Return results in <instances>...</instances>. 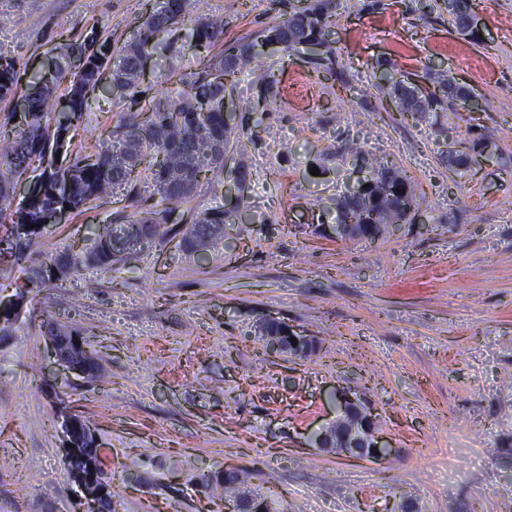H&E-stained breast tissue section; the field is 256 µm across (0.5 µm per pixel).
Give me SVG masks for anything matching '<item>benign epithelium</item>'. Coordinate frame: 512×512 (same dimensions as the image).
Returning <instances> with one entry per match:
<instances>
[{
	"mask_svg": "<svg viewBox=\"0 0 512 512\" xmlns=\"http://www.w3.org/2000/svg\"><path fill=\"white\" fill-rule=\"evenodd\" d=\"M239 198V184L235 177L224 178V210L230 220L237 222L240 221ZM283 334V338H266L270 353L282 352L283 340L293 338L296 339L295 349L300 356H307L316 349L314 339L297 334L286 324L283 325ZM47 340L56 364L83 378L91 373L90 365L80 356L85 346L78 336H67L64 329L57 327L48 334ZM60 418L65 462L76 459L82 461V465L66 469L68 481L78 488L79 512H108L112 502L111 484L106 476L99 473L96 464L103 456L94 431L77 413L65 410L61 412ZM317 444L326 451L360 460L377 459L385 453V448L379 445L377 417L360 398L344 391L337 398L336 418L318 433Z\"/></svg>",
	"mask_w": 512,
	"mask_h": 512,
	"instance_id": "1",
	"label": "benign epithelium"
}]
</instances>
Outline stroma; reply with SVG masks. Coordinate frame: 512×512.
I'll list each match as a JSON object with an SVG mask.
<instances>
[{
  "label": "stroma",
  "instance_id": "35a3bbf8",
  "mask_svg": "<svg viewBox=\"0 0 512 512\" xmlns=\"http://www.w3.org/2000/svg\"><path fill=\"white\" fill-rule=\"evenodd\" d=\"M331 44L347 86L319 78L305 49L263 48L226 96L249 173V228L194 256L159 239L115 263L45 289L0 333V512H75L57 412L94 429L113 473L115 512H224L206 478L232 464L281 512H512V0H477L479 39L443 0H332ZM221 15L224 40H255L289 0H191ZM142 0H0V53L16 60L19 94L67 45L91 35L120 45ZM144 64L145 99L190 71V41ZM455 79L478 109L403 120L379 81ZM90 98L73 144L97 152L127 111ZM485 150L462 170L449 151ZM385 158L417 186L413 220L385 238L336 241L335 201L356 179L345 143ZM117 190L63 215L34 246L83 247L87 228L158 198ZM316 337L305 357L266 353L260 323ZM78 331L102 376L58 367L46 327ZM361 393L390 452L376 461L320 450L334 394Z\"/></svg>",
  "mask_w": 512,
  "mask_h": 512
}]
</instances>
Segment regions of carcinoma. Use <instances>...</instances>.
Returning <instances> with one entry per match:
<instances>
[{"mask_svg": "<svg viewBox=\"0 0 512 512\" xmlns=\"http://www.w3.org/2000/svg\"><path fill=\"white\" fill-rule=\"evenodd\" d=\"M448 15L466 35L473 0H444ZM189 0H144L136 37L115 47L95 36L71 45L54 69L35 74L31 83L38 88L27 96V120L22 126L8 121L0 124V265H19L31 245L64 210L82 213L118 188L147 176L152 180L160 211L145 210L127 222L99 225L91 231V246L80 251L66 247L46 261L30 266L16 290L28 295L65 281L88 267L109 270L114 262L171 233L185 243L182 253L194 255L214 251L224 244L227 219L224 207L179 214L178 228H169L172 216L190 204L201 180H213L224 171V153L229 148L234 126L224 121L226 85L250 66L260 51L258 46L280 45L288 50L305 47L311 62L323 68L321 74L335 73V56L329 38L336 27L328 0H296L288 17L261 30V41L224 44V20L196 18L186 33L209 59L193 73L181 74L176 83L182 89L149 104L119 115L109 141L94 155L82 156L71 149L66 137L82 118L89 95L103 88L119 90L138 103L144 62L161 45L160 35L169 32L167 44L177 52L180 34L175 26L184 22ZM19 68L14 59L0 55V100L18 94ZM436 86L424 94L400 82L390 94L398 100L403 118L419 122L437 110H455V101L467 90L450 79L435 80ZM65 86L67 111L64 120L51 125L45 108ZM29 181L22 202L14 200L16 185ZM368 187L350 190L336 201V223L375 225L377 237L391 224L408 221L407 212L416 205L411 177L385 161L369 166ZM251 474L237 469L233 482L224 473L210 475L206 487L221 498L235 497L245 503L260 502L264 512H280L274 501L251 487Z\"/></svg>", "mask_w": 512, "mask_h": 512, "instance_id": "carcinoma-1", "label": "carcinoma"}]
</instances>
